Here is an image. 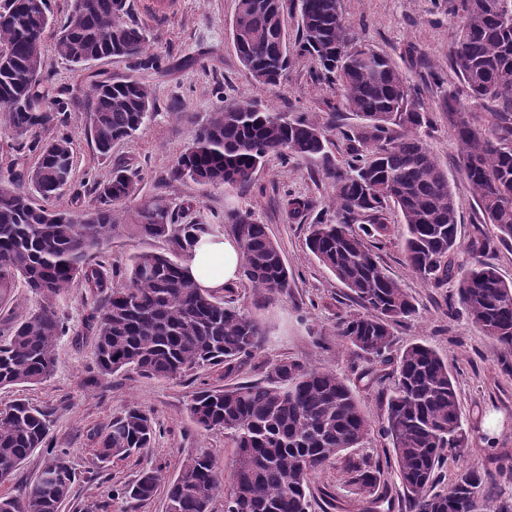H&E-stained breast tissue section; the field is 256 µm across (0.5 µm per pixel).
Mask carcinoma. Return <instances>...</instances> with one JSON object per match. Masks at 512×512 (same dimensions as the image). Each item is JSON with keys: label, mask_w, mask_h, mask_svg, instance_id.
I'll use <instances>...</instances> for the list:
<instances>
[{"label": "carcinoma", "mask_w": 512, "mask_h": 512, "mask_svg": "<svg viewBox=\"0 0 512 512\" xmlns=\"http://www.w3.org/2000/svg\"><path fill=\"white\" fill-rule=\"evenodd\" d=\"M300 51L316 66L318 81L337 87L339 104L361 124L343 133L349 159L333 162L322 127L264 112L238 100L210 113L171 169L175 180L237 190L274 155L288 162L321 165L334 184L332 215L308 228L307 245L318 261L354 294L364 310L340 323L339 340L356 354L394 364L392 386L381 422L361 407L350 385L333 369L281 361L264 384L237 382L202 388L187 404L203 432L233 437L237 456L229 480L213 455H189L178 475L165 482L160 470L140 472L116 494L135 502L153 498L166 486V512H209L217 495L224 512H311L310 481L345 458V483L361 502V512H380L383 471L369 456L351 457L375 432L390 439L399 487L411 512H472L474 500L487 509L496 474L467 464L451 484L436 487L446 448L463 444L458 395L448 362L431 347L416 343L392 359L393 326L415 305L377 261L372 241L390 233L387 208L394 204L405 224L406 262L423 283L456 284L458 303L486 335L512 349V282L479 260L493 247L473 239L469 266L458 264V210L448 172L416 130L429 122L415 88L392 59L361 43L345 24L340 0H297ZM512 0H460L457 38L450 58L470 99L501 120L502 136L491 140L468 118L455 93L442 95L448 130L458 142L463 173L484 223L499 240L512 239V25L502 7ZM51 25L47 0H4L0 8V129L16 139V162L0 180V304L9 300L18 278L41 297L39 307L18 321L0 341V388L40 384L57 364V348L68 323L60 302L73 288L92 299L85 324L95 336L94 366L100 375L133 372L177 379L204 367L238 371L263 342L254 317L224 297L197 287L185 268L186 256L201 234L218 235L223 224H179L159 202L136 207V223H121L124 205L138 187L117 167L95 186V205L58 210L51 203L73 173V140L67 128L70 102L52 95L44 73L45 33ZM237 55L254 81L280 84L290 62L283 5L278 0H238L231 24ZM144 29L129 17L127 0H71L59 24L57 54L80 67L102 58H128L157 69L161 59L147 54ZM87 134L97 153L139 131L148 121L152 88L136 79L94 80L89 86ZM47 136H42V133ZM288 219L303 220L313 208L307 197L280 198ZM242 253V275L267 298L286 293L290 272L279 245L264 224L236 209L224 213ZM146 239H167L177 256L146 251L130 258L115 287L103 262L90 254L124 228ZM44 411L24 400L0 407V482L31 455L44 451L46 485L34 477L17 495H0V512H60L77 478L68 448L55 447ZM156 427L140 406L130 405L95 433L94 456L101 464L152 447Z\"/></svg>", "instance_id": "carcinoma-1"}]
</instances>
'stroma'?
I'll return each mask as SVG.
<instances>
[{
    "mask_svg": "<svg viewBox=\"0 0 512 512\" xmlns=\"http://www.w3.org/2000/svg\"><path fill=\"white\" fill-rule=\"evenodd\" d=\"M148 0H129L131 16L145 30L151 49L162 55L166 67L144 70L127 58L96 61L80 69L59 57L54 30H47L43 69L54 93L71 103L68 130L73 139L74 175L56 204L66 209L87 207L95 183L109 178L113 168L134 175L140 199L160 198L177 211L180 221L220 224L225 210L250 212L264 224L281 247L291 273L286 294L265 298L247 280H238L231 293L235 305L257 319L265 333L260 349L234 378L223 367H206L170 380L118 372L102 376L93 364L94 337L85 327L90 307L83 291L71 289L61 310L69 325L58 345L57 369L45 382L0 388V406L22 399L42 408L50 421V438L70 449L78 473L62 512H166L165 494L130 507L114 495L113 487L134 481L142 468L160 470L164 479L177 476L184 459L207 450L219 468L231 472L236 456L234 441L222 432L201 433L190 420L187 404L200 387H222L229 381L262 382L273 364L283 359L305 366L336 370L355 389L372 419H381L384 393L390 384V366L370 357L356 356L339 342L340 321L358 313L350 291L322 266L305 245L307 226L322 216L334 188L320 164L282 163L269 157L251 185L236 191L202 187L189 180L174 181L169 172L179 153L211 112L225 104L248 99L258 108L285 112L323 127L327 151L335 163L347 158L344 130L358 124L351 112L336 111L335 89L318 84L314 64L299 49H291L290 65L275 88L257 84L240 62L229 24L238 0H177L169 17L157 18L147 10ZM459 0H341L345 23L374 50L390 56L411 84L419 89L418 102L430 123L419 131L429 151L448 171L458 207V252L469 263L466 246L477 235L495 238L494 249L483 254L504 280L512 281V241L498 242L493 225L484 223L470 186L459 167V150L448 130V118L439 108L443 91H453L468 104L465 87L449 59L455 40ZM122 80L136 78L154 91L153 113L146 126L113 145L109 156L97 154L84 128L87 92L92 75ZM442 85H435L434 77ZM308 196L314 207L304 222L289 221L279 199L284 191ZM391 234L379 242L381 265L413 299L415 313L394 327L393 353L424 343L441 354L455 378L466 441L449 451L443 466L446 481H453L460 464L489 468L497 473L495 501L512 502V349L503 348L476 328L465 313L449 316L454 284L434 288L423 284L409 269L400 244L403 219L389 208ZM166 240H149L120 231L93 252L92 260L125 265L144 251H173ZM138 404L153 417L159 433L153 447L124 460L101 465L93 455L94 434L129 404ZM496 427H489V419ZM312 512H359L360 506L345 485L341 465L318 472L311 481Z\"/></svg>",
    "mask_w": 512,
    "mask_h": 512,
    "instance_id": "obj_1",
    "label": "stroma"
}]
</instances>
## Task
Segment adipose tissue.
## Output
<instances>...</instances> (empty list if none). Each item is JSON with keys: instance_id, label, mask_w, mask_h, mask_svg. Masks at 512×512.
<instances>
[{"instance_id": "ef3b65f1", "label": "adipose tissue", "mask_w": 512, "mask_h": 512, "mask_svg": "<svg viewBox=\"0 0 512 512\" xmlns=\"http://www.w3.org/2000/svg\"><path fill=\"white\" fill-rule=\"evenodd\" d=\"M242 252L234 238L203 236L186 261L187 270L198 287L218 291L238 280Z\"/></svg>"}]
</instances>
